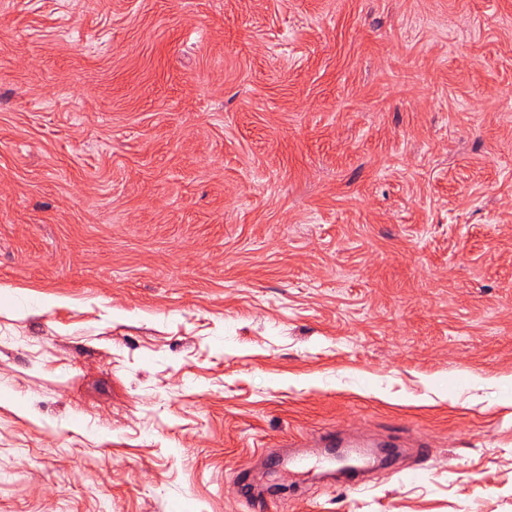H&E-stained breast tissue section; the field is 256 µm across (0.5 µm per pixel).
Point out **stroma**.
<instances>
[{
	"label": "stroma",
	"instance_id": "35a3bbf8",
	"mask_svg": "<svg viewBox=\"0 0 512 512\" xmlns=\"http://www.w3.org/2000/svg\"><path fill=\"white\" fill-rule=\"evenodd\" d=\"M1 287L0 512H512V0H0Z\"/></svg>",
	"mask_w": 512,
	"mask_h": 512
}]
</instances>
